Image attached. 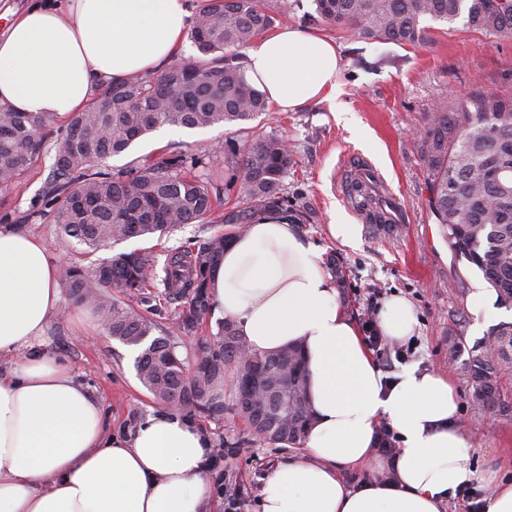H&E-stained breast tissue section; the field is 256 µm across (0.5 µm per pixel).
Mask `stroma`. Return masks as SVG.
<instances>
[{
  "mask_svg": "<svg viewBox=\"0 0 512 512\" xmlns=\"http://www.w3.org/2000/svg\"><path fill=\"white\" fill-rule=\"evenodd\" d=\"M315 31L336 43L335 98L292 112L271 109L252 122L263 133L284 137L294 149L295 165L283 179L281 193L306 205L310 221L300 227L303 236L319 244L324 258L341 260L347 286L338 298L356 323L364 321L371 290L386 298L399 294L412 300L419 331L409 339L414 352L408 362L451 375L460 402L459 427L475 448L473 466L499 468L503 479L512 480V370L502 374L500 406L489 409L476 400L466 369L476 343L496 325L512 323V308L497 307L486 319L469 311L472 292L485 281L475 267L455 256L428 208L420 141L436 107L476 92L512 96V39L474 31L460 22L450 29L432 24L428 41L417 46L372 43L324 25ZM235 135L234 128L221 125L192 130L166 125L112 156L106 165L112 171L125 170L146 157L157 161L167 152L183 151L205 156L210 172L220 175L231 160L219 147ZM60 141L57 125H49L40 154L8 191H0V226L21 228L40 238L56 262L89 272L97 255L87 254L83 245L62 232L54 221L61 202L45 197ZM360 163L377 175L385 199L398 214L399 230L393 235L378 234L345 199L351 168ZM340 213L354 224L358 247L343 246L330 236L328 226ZM217 230L214 224H187L169 238H135L117 249L148 253L162 262L169 250L189 240H206ZM61 306L64 317L47 332L51 348L99 399L109 430L134 432L161 409V402L141 385L126 345L105 334L99 314L78 305L66 288L61 291ZM459 335L465 338L464 349L449 353V339ZM394 347V342H387L376 358L390 376L408 363L396 359ZM182 413L210 435L213 449L239 448V455L218 461L224 486L238 497L241 512H259L267 475L299 456V449L257 441L230 417H208L193 404Z\"/></svg>",
  "mask_w": 512,
  "mask_h": 512,
  "instance_id": "obj_1",
  "label": "stroma"
}]
</instances>
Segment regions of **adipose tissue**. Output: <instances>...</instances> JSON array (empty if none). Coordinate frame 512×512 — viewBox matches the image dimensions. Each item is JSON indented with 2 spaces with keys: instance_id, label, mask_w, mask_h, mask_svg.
<instances>
[{
  "instance_id": "ef3b65f1",
  "label": "adipose tissue",
  "mask_w": 512,
  "mask_h": 512,
  "mask_svg": "<svg viewBox=\"0 0 512 512\" xmlns=\"http://www.w3.org/2000/svg\"><path fill=\"white\" fill-rule=\"evenodd\" d=\"M189 0H40L0 34V102L64 121L95 88L151 74L189 37ZM247 79L281 112L336 95L333 40L284 26L244 52ZM321 249L272 214L225 248L213 310L251 349L304 350L313 420L304 456L267 477L261 512H445L458 489L490 486L484 512H512V482L473 468L451 381L411 365L387 379L342 309ZM57 263L45 244L0 228V512H204L206 432L175 410L130 437L110 433L99 401L46 347L59 317ZM417 312L392 295L383 336H414ZM401 451L394 480L351 488L341 471L368 465L380 423Z\"/></svg>"
}]
</instances>
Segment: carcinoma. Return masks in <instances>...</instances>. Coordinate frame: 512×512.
<instances>
[{"label":"carcinoma","instance_id":"cac0c4a2","mask_svg":"<svg viewBox=\"0 0 512 512\" xmlns=\"http://www.w3.org/2000/svg\"><path fill=\"white\" fill-rule=\"evenodd\" d=\"M302 20L326 24L351 36L380 43L420 45L425 22L452 25L512 38V0H312ZM275 23L265 0H200L190 39L196 55L153 77L132 74L98 86L85 109L72 116L54 157L50 192L64 196L55 223L65 235L94 253L133 238L168 237L185 224L224 225L206 241L180 247L157 268L154 257L120 252L99 262L92 274L66 265L61 280L79 303L93 305L110 336L140 348L135 367L142 386L162 402L195 403L212 417L228 410L254 438L297 447L312 422L307 373L299 345L274 353H250L234 321L218 322L216 334L201 343L192 366L177 353L170 332L132 306L112 301L115 289L136 298L163 287L165 301L186 300L177 330L196 333L211 312L210 276L226 243L262 213L287 202L282 178L295 164L286 139L258 134L246 123L265 112L264 92L245 76L241 50ZM50 118L0 104V190H7L37 155ZM218 124L238 127L244 145L224 143L237 158L224 182L237 201L219 218L221 189L198 172L202 160L172 151L126 171L107 172L111 156L157 128L185 129ZM426 163L429 209L456 256L481 272L499 305L512 307V188L488 178L491 162L512 170V97L492 92L464 95L449 108L431 113L421 142ZM357 206L370 224H387L379 192L369 194L360 177ZM488 339L497 352L479 346L469 372L475 396L493 409L500 405V373L512 368V323ZM231 371L235 400L226 408L217 388Z\"/></svg>","mask_w":512,"mask_h":512}]
</instances>
